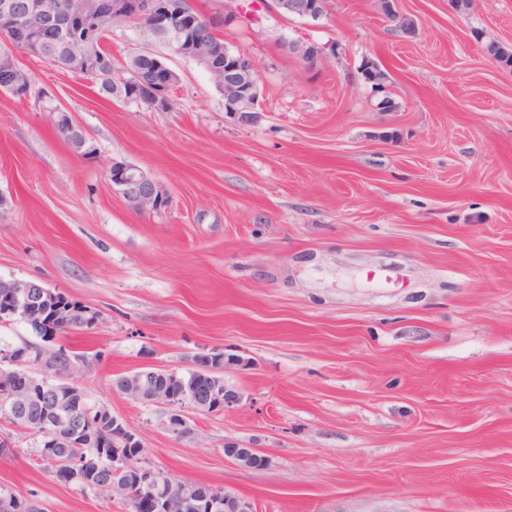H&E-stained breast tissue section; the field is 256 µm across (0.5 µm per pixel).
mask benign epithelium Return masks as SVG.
<instances>
[{"label":"benign epithelium","mask_w":512,"mask_h":512,"mask_svg":"<svg viewBox=\"0 0 512 512\" xmlns=\"http://www.w3.org/2000/svg\"><path fill=\"white\" fill-rule=\"evenodd\" d=\"M277 7L301 18L318 21L323 18V0H275ZM106 18L128 22H149V41L161 40L179 52L177 44L202 22L228 27L234 22L229 13L212 20L195 12L181 10L177 3L166 0H0V42L8 52L0 56V90H16V55L35 49L48 63L64 51H69L73 71L92 68L94 50L99 43L98 31ZM185 56L204 67L213 79L224 86V111L238 113L256 111L259 92L255 79V64L250 56L231 51L213 40L199 41L190 46ZM159 75L140 97L151 103L152 110L172 107L170 92L179 82V76L164 62H159ZM112 187L140 210H158L164 205L163 192L156 181L130 163L112 164L109 171ZM15 291L10 302L15 310H24L46 299L48 288L34 281L14 282ZM199 382L193 387L175 388L152 385H133L127 394L138 402L169 408L166 427L176 435L189 432L181 408L189 404L207 412L223 378L208 365L197 364ZM33 390L27 381L11 379L0 388V408L16 428L27 423V408L32 402ZM44 421L57 430L65 429L79 437L90 432L92 421L72 412L67 400L60 398L44 416ZM160 476L150 472L137 501L141 512H169L167 501L154 492Z\"/></svg>","instance_id":"obj_1"}]
</instances>
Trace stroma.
Returning <instances> with one entry per match:
<instances>
[{"mask_svg":"<svg viewBox=\"0 0 512 512\" xmlns=\"http://www.w3.org/2000/svg\"><path fill=\"white\" fill-rule=\"evenodd\" d=\"M190 2L236 14L224 39L255 64L257 112L226 114L196 61L130 24L108 47L120 64L151 49L178 73L168 111L18 55L35 93L0 92V279L98 313L47 345L98 354L74 382L172 482L223 487L253 512H512V68L486 51L512 48V0H398L418 22L409 37L377 0H327L316 22L274 0ZM292 41L327 60L307 64ZM58 108L92 154L56 131ZM116 161L154 179L165 206L115 192ZM383 267L401 268V287L367 282ZM214 349L233 355L224 385L240 400L185 408L190 433L116 386ZM5 432L0 496L121 512Z\"/></svg>","mask_w":512,"mask_h":512,"instance_id":"obj_1","label":"stroma"}]
</instances>
